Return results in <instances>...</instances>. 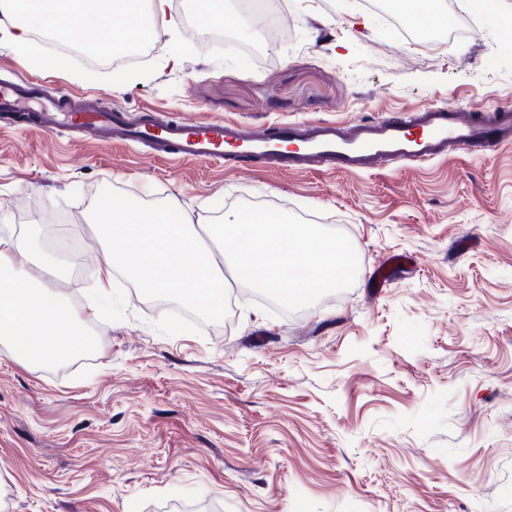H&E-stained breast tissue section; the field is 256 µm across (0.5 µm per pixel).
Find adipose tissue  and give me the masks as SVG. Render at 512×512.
Returning a JSON list of instances; mask_svg holds the SVG:
<instances>
[{"instance_id":"1","label":"adipose tissue","mask_w":512,"mask_h":512,"mask_svg":"<svg viewBox=\"0 0 512 512\" xmlns=\"http://www.w3.org/2000/svg\"><path fill=\"white\" fill-rule=\"evenodd\" d=\"M180 17L172 0H0V41L27 47L33 28L57 33L100 30L94 44L100 57L124 52L132 44L159 39ZM32 236L0 239V337L8 339L6 356L25 364L51 363L83 343L74 338L78 318L59 295L32 273L36 250Z\"/></svg>"}]
</instances>
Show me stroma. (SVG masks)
Wrapping results in <instances>:
<instances>
[{"instance_id":"35a3bbf8","label":"stroma","mask_w":512,"mask_h":512,"mask_svg":"<svg viewBox=\"0 0 512 512\" xmlns=\"http://www.w3.org/2000/svg\"><path fill=\"white\" fill-rule=\"evenodd\" d=\"M178 31L115 66L33 42L0 47V82L172 120L377 119L428 104L512 107V33L427 49L395 37L363 0H272L286 34L266 42L230 0L231 43L202 44L192 0ZM177 63H170V56ZM109 187L167 202L200 224L241 203L344 232L354 285L282 312L245 285L199 332L155 324L168 301L114 276L126 316L83 320L78 357H0V501L5 512H512V144L360 174L241 169L70 129L0 122V238L38 227L79 246L81 275L46 281L75 314L111 255L90 229ZM384 287L373 285L382 265Z\"/></svg>"}]
</instances>
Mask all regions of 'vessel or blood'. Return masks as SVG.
<instances>
[{
  "instance_id": "1",
  "label": "vessel or blood",
  "mask_w": 512,
  "mask_h": 512,
  "mask_svg": "<svg viewBox=\"0 0 512 512\" xmlns=\"http://www.w3.org/2000/svg\"><path fill=\"white\" fill-rule=\"evenodd\" d=\"M30 80L0 84V111L21 115L25 127L53 132L70 126L99 143L140 142L165 157L188 161L226 158L284 170L367 172L394 162L424 164L473 147L512 143V113L493 108L484 117L431 104L378 122L282 123L261 132L239 121L140 122L95 104L77 109L69 97H43Z\"/></svg>"
}]
</instances>
